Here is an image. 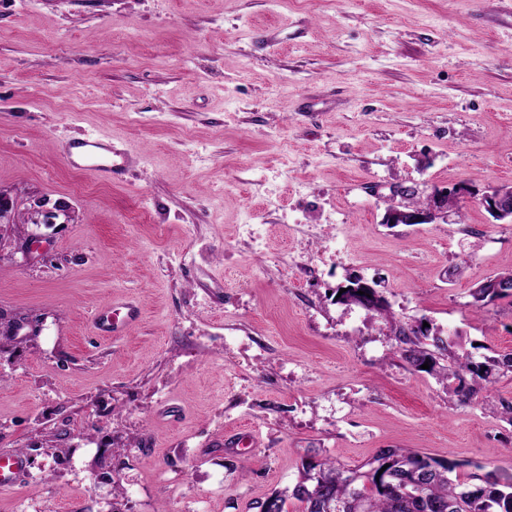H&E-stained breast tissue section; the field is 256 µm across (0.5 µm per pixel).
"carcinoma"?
<instances>
[{
  "label": "carcinoma",
  "mask_w": 512,
  "mask_h": 512,
  "mask_svg": "<svg viewBox=\"0 0 512 512\" xmlns=\"http://www.w3.org/2000/svg\"><path fill=\"white\" fill-rule=\"evenodd\" d=\"M339 300L374 306L386 313L398 348L411 367L452 381L448 394L466 403L478 399L500 377L512 374V354L474 362L423 326L402 323L388 312L384 299L360 278L349 281ZM474 304L512 299V270L476 284ZM362 468L345 469L327 458L308 457L293 488L275 491L260 506L284 512L288 498L304 503V512H512V475L488 472L482 477L450 478L467 463L438 459L411 448H381Z\"/></svg>",
  "instance_id": "obj_1"
}]
</instances>
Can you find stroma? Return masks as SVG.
<instances>
[{
	"label": "stroma",
	"mask_w": 512,
	"mask_h": 512,
	"mask_svg": "<svg viewBox=\"0 0 512 512\" xmlns=\"http://www.w3.org/2000/svg\"><path fill=\"white\" fill-rule=\"evenodd\" d=\"M490 0H0V190L42 206L41 256L0 236V512H259L303 461L413 448L512 474V375L462 405L401 357L426 318L512 353V17ZM94 135L122 182L64 159ZM466 186L447 222L388 224L393 189ZM140 318L95 338L93 311ZM481 203L498 221L510 220V223L512 222V186L495 189L492 193L483 195ZM508 285V288H504ZM511 291L510 293L505 292ZM472 297L474 304L479 308H484L489 302L502 299H512V270L500 272L497 275L487 278L485 281L478 282L473 288ZM116 307L125 311L124 319L121 322L114 320L112 317V311ZM139 317L140 309L133 302L112 299L111 302L104 304L96 310L94 328L100 336H122L125 330L137 322ZM27 460L21 453L11 450L0 452V487H10L25 477Z\"/></svg>",
	"instance_id": "stroma-1"
}]
</instances>
